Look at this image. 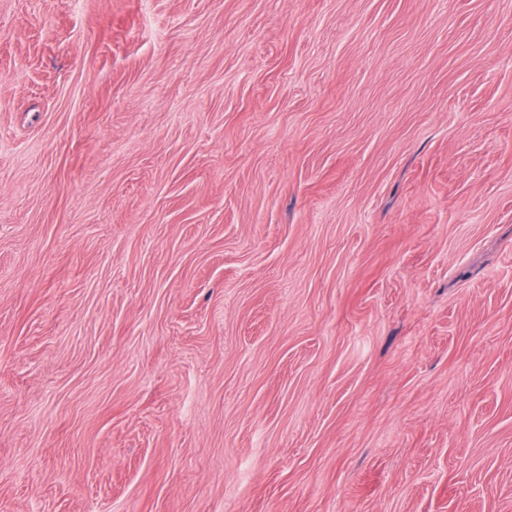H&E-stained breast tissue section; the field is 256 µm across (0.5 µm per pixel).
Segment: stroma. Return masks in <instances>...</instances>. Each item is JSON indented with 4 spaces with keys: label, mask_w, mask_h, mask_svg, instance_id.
Listing matches in <instances>:
<instances>
[{
    "label": "stroma",
    "mask_w": 512,
    "mask_h": 512,
    "mask_svg": "<svg viewBox=\"0 0 512 512\" xmlns=\"http://www.w3.org/2000/svg\"><path fill=\"white\" fill-rule=\"evenodd\" d=\"M0 512H512V0H0Z\"/></svg>",
    "instance_id": "35a3bbf8"
}]
</instances>
